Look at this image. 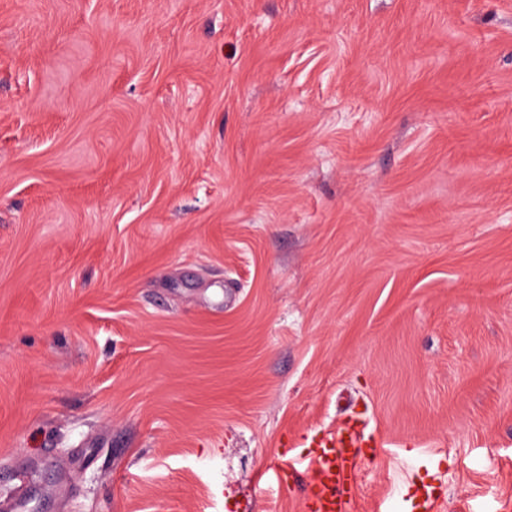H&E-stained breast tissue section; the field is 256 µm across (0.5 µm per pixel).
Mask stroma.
<instances>
[{"label":"stroma","mask_w":512,"mask_h":512,"mask_svg":"<svg viewBox=\"0 0 512 512\" xmlns=\"http://www.w3.org/2000/svg\"><path fill=\"white\" fill-rule=\"evenodd\" d=\"M357 410L348 512H512V0H0V512H302ZM311 494L305 512H346L356 492L359 466L376 458L384 442L358 416H346L336 430L311 442ZM337 468V472H334ZM409 502V512H438L440 511L439 495L433 484H423L416 488Z\"/></svg>","instance_id":"stroma-1"}]
</instances>
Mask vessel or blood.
<instances>
[{
	"label": "vessel or blood",
	"mask_w": 512,
	"mask_h": 512,
	"mask_svg": "<svg viewBox=\"0 0 512 512\" xmlns=\"http://www.w3.org/2000/svg\"><path fill=\"white\" fill-rule=\"evenodd\" d=\"M309 458L311 494L304 512H347L356 492L359 466L376 458L383 441L358 416H346L336 430L312 443ZM409 512H439L440 501L434 485L416 488L408 499Z\"/></svg>",
	"instance_id": "b4317fda"
}]
</instances>
